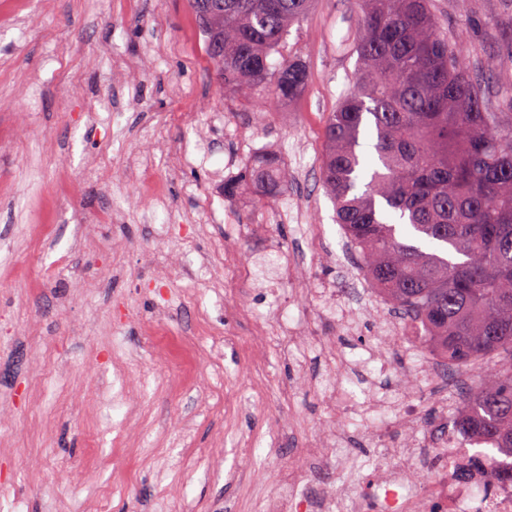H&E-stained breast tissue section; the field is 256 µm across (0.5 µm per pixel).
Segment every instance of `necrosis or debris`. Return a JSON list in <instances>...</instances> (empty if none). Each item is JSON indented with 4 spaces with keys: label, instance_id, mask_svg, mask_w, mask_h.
I'll list each match as a JSON object with an SVG mask.
<instances>
[{
    "label": "necrosis or debris",
    "instance_id": "necrosis-or-debris-1",
    "mask_svg": "<svg viewBox=\"0 0 512 512\" xmlns=\"http://www.w3.org/2000/svg\"><path fill=\"white\" fill-rule=\"evenodd\" d=\"M401 447L392 449L385 468L366 483H350L325 489L317 504H310L299 490L303 475L287 471L281 491L264 512H417L428 502L439 512H512V485L483 493L484 475L471 473L459 481L455 472L464 453L459 432L428 430L419 422V407L410 399L399 405Z\"/></svg>",
    "mask_w": 512,
    "mask_h": 512
}]
</instances>
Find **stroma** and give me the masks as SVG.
<instances>
[{
	"label": "stroma",
	"instance_id": "35a3bbf8",
	"mask_svg": "<svg viewBox=\"0 0 512 512\" xmlns=\"http://www.w3.org/2000/svg\"><path fill=\"white\" fill-rule=\"evenodd\" d=\"M433 5L483 64L512 39V0ZM357 11L316 0L292 28L308 78L288 103L224 91L189 0H0V512H262L287 469L309 470L311 498L362 481L402 433L327 407L322 383L372 349L394 370L358 379L357 400L410 396L447 430L435 399L461 407L487 362L419 380L409 358L431 351L400 314L291 292L329 284L352 298L365 277L320 181ZM265 152L287 174L274 196L245 182ZM93 164L102 181L85 179ZM230 244L241 264L229 296L211 274ZM298 251L304 265L271 287V268ZM282 312L305 345L283 354L269 332L265 369L251 370L244 343ZM210 330L226 337L232 416L200 402ZM335 429L348 468H309L300 447Z\"/></svg>",
	"mask_w": 512,
	"mask_h": 512
}]
</instances>
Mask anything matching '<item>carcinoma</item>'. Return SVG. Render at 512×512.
I'll list each match as a JSON object with an SVG mask.
<instances>
[{"label":"carcinoma","instance_id":"cac0c4a2","mask_svg":"<svg viewBox=\"0 0 512 512\" xmlns=\"http://www.w3.org/2000/svg\"><path fill=\"white\" fill-rule=\"evenodd\" d=\"M358 68L325 121L324 185L366 278L457 369L495 359L455 427L482 455L486 490L512 483V95L490 91L431 0H358ZM312 0H191L224 90L294 100L287 51ZM280 56L277 65L271 63ZM264 195L287 177L254 157Z\"/></svg>","mask_w":512,"mask_h":512}]
</instances>
